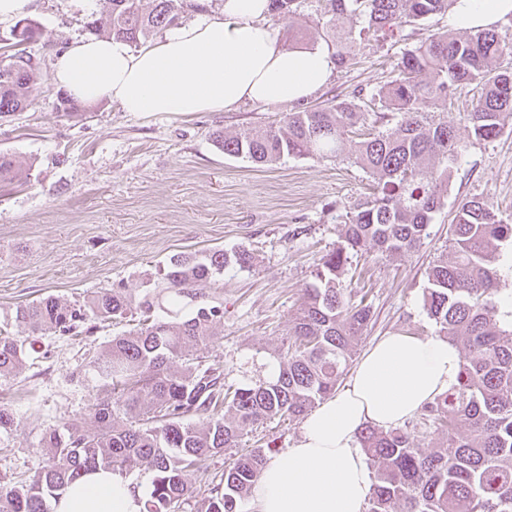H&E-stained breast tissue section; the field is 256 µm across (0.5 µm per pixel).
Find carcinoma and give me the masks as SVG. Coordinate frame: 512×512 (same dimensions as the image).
I'll return each instance as SVG.
<instances>
[{"instance_id":"obj_1","label":"carcinoma","mask_w":512,"mask_h":512,"mask_svg":"<svg viewBox=\"0 0 512 512\" xmlns=\"http://www.w3.org/2000/svg\"><path fill=\"white\" fill-rule=\"evenodd\" d=\"M301 0H270L273 20L288 27ZM329 21L349 17L358 35L420 25L442 15L455 0H326ZM107 17H90L86 30L98 37L139 44L156 30L179 24L196 0H106ZM39 27L27 21L16 51L0 66V119L21 112L38 96L40 58L26 45ZM512 52L492 29L464 34L435 32L402 53L396 75L371 100L384 111L377 134L351 141L348 133L366 120L356 101L285 114L264 128L216 137L224 154L273 165L284 156L339 157L369 173L376 192L346 214L336 247L322 258L315 282L305 289L292 342L277 355L274 380L228 383L224 370L202 360L200 351L224 321V307L198 301L195 286L215 282L229 269L251 266L241 246L204 253H180L163 268L162 288L138 303L104 288L82 304L48 296L17 307L15 321L32 333L78 335L92 320L131 318L133 327L113 338L93 361L103 381L92 404L93 432L47 430L42 447L49 463L32 479L0 487V512H47L84 473L99 467L121 475L147 464L152 489L146 512H175L192 497L190 475L210 457L236 449L224 469V486L202 512H240L271 448L237 450L243 431L275 418L303 419L336 393L366 332L370 308L343 287L354 256L374 249L388 256L410 253L430 236V224L444 206L454 168L465 145L448 121L422 111L474 86L478 104L463 115L476 141H491L512 128V70L495 63ZM20 174L13 158L0 155V180ZM452 256L426 271L424 308L438 335L457 345L462 363L447 391L421 414L441 430L443 441L430 453L420 448L417 426L362 428L361 449L373 470L365 512H512V319L495 299L504 249L512 247V222L478 198L461 201L451 219ZM161 310V317L156 310ZM25 349L0 329V376L22 368ZM182 360L181 370L172 364ZM192 415L195 423L183 418Z\"/></svg>"}]
</instances>
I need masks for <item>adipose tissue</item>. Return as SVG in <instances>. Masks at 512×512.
Here are the masks:
<instances>
[{
  "label": "adipose tissue",
  "mask_w": 512,
  "mask_h": 512,
  "mask_svg": "<svg viewBox=\"0 0 512 512\" xmlns=\"http://www.w3.org/2000/svg\"><path fill=\"white\" fill-rule=\"evenodd\" d=\"M269 0H224L223 14L176 27L134 49L122 40H73L52 64V80L84 103L109 100L125 112H225L249 101L293 104L330 80L329 51L283 47L269 24ZM512 15V0H456L449 21L480 29ZM459 348L441 336L396 333L371 346L346 388L302 422L295 446L270 458L249 512H363L372 491L355 444L368 425L396 428L448 390ZM145 490L117 473L82 475L52 512H146Z\"/></svg>",
  "instance_id": "1"
}]
</instances>
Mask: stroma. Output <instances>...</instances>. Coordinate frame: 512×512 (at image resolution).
Segmentation results:
<instances>
[{
  "instance_id": "stroma-1",
  "label": "stroma",
  "mask_w": 512,
  "mask_h": 512,
  "mask_svg": "<svg viewBox=\"0 0 512 512\" xmlns=\"http://www.w3.org/2000/svg\"><path fill=\"white\" fill-rule=\"evenodd\" d=\"M325 5L302 0L295 21L308 26L309 36L301 48L332 51L343 42L353 60L308 100L311 108L377 92L393 78L404 50L449 26L438 15L406 29L404 39L379 41L358 36L345 20L329 28ZM91 14L105 17L103 0H33L29 18L41 29L33 46L42 58L38 100L0 120V154L11 155L22 171L15 182L0 184V325L21 337L26 351L22 370L0 376V406L14 416L11 430L0 434V483L30 479L47 465L40 444L46 430L94 429L99 379L92 362L129 328L114 321L79 337L34 336L16 326L17 306L49 295L79 304L112 286L138 299L159 282L172 255L243 246L254 257L250 268L199 287L206 301L224 304V322L203 356L227 380L255 381L265 361L287 346L304 290L338 242L347 211L374 192L369 174L342 156H286L261 166L215 146V132L266 125L281 114L278 106L243 103L175 115L124 112L101 101L64 112L51 63L84 36ZM478 99V90L466 89L426 106L454 123L468 147L420 248L398 258L370 251L353 260L344 285L367 290L372 312L356 354L390 333L435 335L423 308L426 270L450 255L457 200L479 197L512 218V131L476 142L459 120ZM300 433V422L275 419L245 431L241 445L278 453Z\"/></svg>"
}]
</instances>
